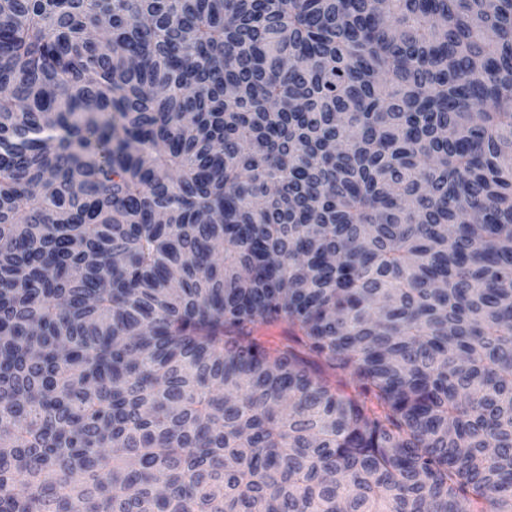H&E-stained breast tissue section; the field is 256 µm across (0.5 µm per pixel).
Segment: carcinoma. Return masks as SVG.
I'll use <instances>...</instances> for the list:
<instances>
[{
  "label": "carcinoma",
  "instance_id": "1",
  "mask_svg": "<svg viewBox=\"0 0 512 512\" xmlns=\"http://www.w3.org/2000/svg\"><path fill=\"white\" fill-rule=\"evenodd\" d=\"M384 3L0 0V512H512V0Z\"/></svg>",
  "mask_w": 512,
  "mask_h": 512
}]
</instances>
